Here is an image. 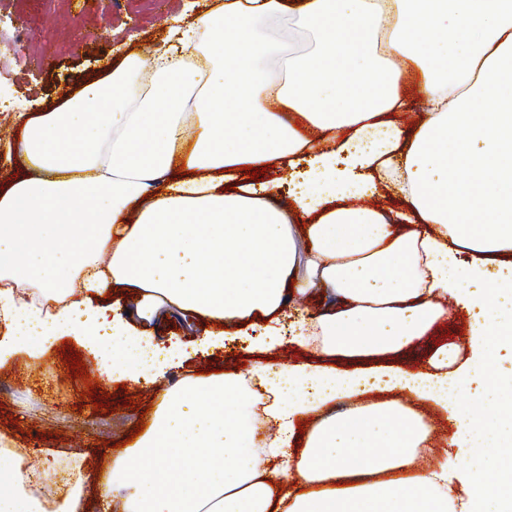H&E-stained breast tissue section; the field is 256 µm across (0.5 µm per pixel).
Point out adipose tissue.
I'll return each mask as SVG.
<instances>
[{
    "mask_svg": "<svg viewBox=\"0 0 512 512\" xmlns=\"http://www.w3.org/2000/svg\"><path fill=\"white\" fill-rule=\"evenodd\" d=\"M294 34L312 48L289 51ZM167 40L9 143L27 172L0 191V367L69 336L106 378L158 385L189 356L127 320L121 290L142 320L172 306L252 353L257 318L281 335L289 297L323 291L337 306L301 314L294 342L369 367L259 360L161 387L95 481L106 512H512V376L494 368L512 345V0H218ZM408 72L427 104L412 132ZM272 165L302 171L291 209L246 173ZM381 184L404 210L349 206ZM446 297L471 314L470 357L388 363ZM393 390L453 423L442 452L414 408L331 413ZM31 471L0 427V512H41Z\"/></svg>",
    "mask_w": 512,
    "mask_h": 512,
    "instance_id": "1",
    "label": "adipose tissue"
}]
</instances>
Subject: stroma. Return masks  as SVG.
<instances>
[{"instance_id":"35a3bbf8","label":"stroma","mask_w":512,"mask_h":512,"mask_svg":"<svg viewBox=\"0 0 512 512\" xmlns=\"http://www.w3.org/2000/svg\"><path fill=\"white\" fill-rule=\"evenodd\" d=\"M215 0H0V141L15 139L22 125L17 111L31 113L52 107L64 91L81 85L108 62L121 59L122 50L149 49L166 34L167 21L179 12L196 16ZM35 31L36 45L11 51L7 39L19 21ZM72 339H63L41 361L20 360L0 370V425L36 463L41 482L54 490L47 508L59 512L66 494L80 487L87 512H102L90 474L107 466L104 446L127 441L141 414L156 399L154 386L101 383L89 389L87 379L98 376V362L82 359L86 376L74 377L65 361L72 356ZM254 355L231 345L209 356H197L186 370L175 369L168 384L184 371L201 375L213 369L242 370ZM103 402L94 411V402ZM52 468H41L42 459Z\"/></svg>"}]
</instances>
